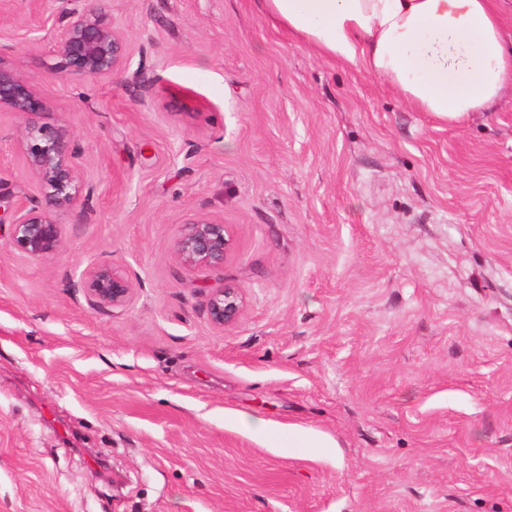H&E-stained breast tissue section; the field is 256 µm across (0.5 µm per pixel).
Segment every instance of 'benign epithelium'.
<instances>
[{"instance_id": "benign-epithelium-1", "label": "benign epithelium", "mask_w": 512, "mask_h": 512, "mask_svg": "<svg viewBox=\"0 0 512 512\" xmlns=\"http://www.w3.org/2000/svg\"><path fill=\"white\" fill-rule=\"evenodd\" d=\"M71 2L72 7L62 12L63 25L53 49L58 58L54 69L62 76L90 80L112 75L125 58L123 37L103 12L80 5L82 0ZM2 110L26 118L20 151L25 165L37 175L46 192L41 208L29 205L26 198L0 204L3 215L11 217L6 246L33 259L48 258L62 244V228L52 218V211L73 205L81 190L74 163L78 147L67 130L34 120L44 110L42 98L0 57ZM231 249L232 238L226 227L204 218L188 221L174 242L176 258L188 270L205 267L221 271ZM79 288L89 303L101 308H120L132 294L126 272L110 262L88 266ZM206 307L213 326L222 330L239 319L244 299L239 289L225 285L210 289Z\"/></svg>"}]
</instances>
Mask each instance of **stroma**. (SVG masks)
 Returning a JSON list of instances; mask_svg holds the SVG:
<instances>
[{
    "label": "stroma",
    "instance_id": "obj_1",
    "mask_svg": "<svg viewBox=\"0 0 512 512\" xmlns=\"http://www.w3.org/2000/svg\"><path fill=\"white\" fill-rule=\"evenodd\" d=\"M63 8L0 12L83 184L50 258L0 224V512H512V93L438 121L262 0H103L127 64L66 78ZM23 125L0 112V197L38 205ZM197 217L223 272L175 256ZM102 261L124 307L78 286ZM231 249L232 238L224 224L204 218L188 221L174 242L176 258L188 270H224ZM78 286L89 303L101 308L123 307L132 294L131 281L126 272L109 262L88 266ZM207 312L213 326L219 330L234 324L242 314L244 299L238 288H212L207 294Z\"/></svg>",
    "mask_w": 512,
    "mask_h": 512
}]
</instances>
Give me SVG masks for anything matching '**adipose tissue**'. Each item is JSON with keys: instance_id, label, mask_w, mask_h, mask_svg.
<instances>
[{"instance_id": "ef3b65f1", "label": "adipose tissue", "mask_w": 512, "mask_h": 512, "mask_svg": "<svg viewBox=\"0 0 512 512\" xmlns=\"http://www.w3.org/2000/svg\"><path fill=\"white\" fill-rule=\"evenodd\" d=\"M320 55L394 87L454 124L494 111L512 89V37L496 0H263Z\"/></svg>"}]
</instances>
